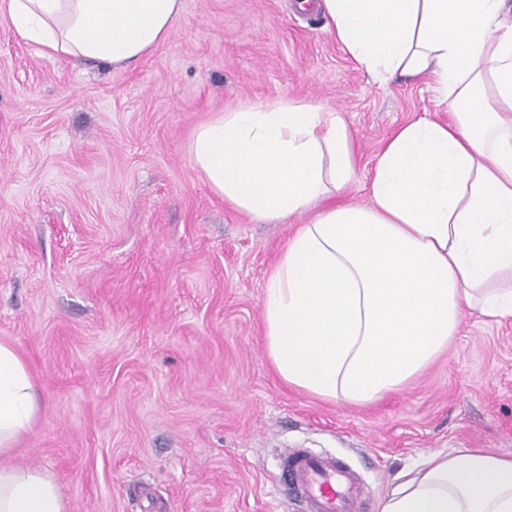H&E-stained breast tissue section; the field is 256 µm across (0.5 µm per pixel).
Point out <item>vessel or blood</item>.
Returning a JSON list of instances; mask_svg holds the SVG:
<instances>
[{
    "label": "vessel or blood",
    "instance_id": "b4317fda",
    "mask_svg": "<svg viewBox=\"0 0 512 512\" xmlns=\"http://www.w3.org/2000/svg\"><path fill=\"white\" fill-rule=\"evenodd\" d=\"M281 468L306 512H358L367 495L362 477L330 455L293 448L283 455Z\"/></svg>",
    "mask_w": 512,
    "mask_h": 512
}]
</instances>
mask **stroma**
Listing matches in <instances>:
<instances>
[{
	"label": "stroma",
	"mask_w": 512,
	"mask_h": 512,
	"mask_svg": "<svg viewBox=\"0 0 512 512\" xmlns=\"http://www.w3.org/2000/svg\"><path fill=\"white\" fill-rule=\"evenodd\" d=\"M287 96L340 112L365 189L428 82L382 86L295 0H182L172 36L127 69L44 56L0 14V341L43 412L16 463L69 512H303L281 454H330L377 512L421 453H512V319L466 311L410 388L354 408L288 388L263 344L265 278L297 225L224 205L187 144L213 113Z\"/></svg>",
	"instance_id": "35a3bbf8"
}]
</instances>
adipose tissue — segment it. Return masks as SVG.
<instances>
[{
	"label": "adipose tissue",
	"mask_w": 512,
	"mask_h": 512,
	"mask_svg": "<svg viewBox=\"0 0 512 512\" xmlns=\"http://www.w3.org/2000/svg\"><path fill=\"white\" fill-rule=\"evenodd\" d=\"M379 83L430 76L442 121L395 129L343 200L357 147L339 112L282 97L217 113L188 145L213 194L280 224L321 211L281 250L263 289L264 347L288 387L368 407L404 390L448 347L463 308L512 318V0H299ZM181 0H0L46 54L126 68L172 34ZM40 405L0 342V512H67L48 471L11 464ZM378 512H512V455H422Z\"/></svg>",
	"instance_id": "obj_1"
}]
</instances>
